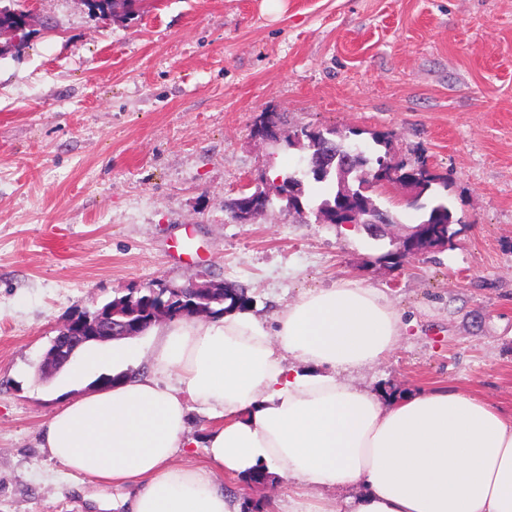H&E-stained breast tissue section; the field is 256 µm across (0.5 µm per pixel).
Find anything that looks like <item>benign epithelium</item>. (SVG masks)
<instances>
[{
  "label": "benign epithelium",
  "mask_w": 512,
  "mask_h": 512,
  "mask_svg": "<svg viewBox=\"0 0 512 512\" xmlns=\"http://www.w3.org/2000/svg\"><path fill=\"white\" fill-rule=\"evenodd\" d=\"M254 136L273 141L278 136L277 126L272 124V119L266 114L260 115L254 127ZM362 155L361 148L353 147L337 165V171L341 179L354 170L358 159ZM398 159L383 162L380 169L374 172V181L386 185L388 177H396ZM363 227L373 239H380L389 233V228L394 225V214L389 209L366 203L357 212L347 213ZM448 246L447 237L440 231L433 230L426 224H419L413 230V234L399 240L397 247L391 252L389 263L398 264L404 255L421 256L440 250ZM142 333L141 327L132 322L115 319L112 309L105 311H90L79 309L68 318L63 330L53 340V345L45 355L42 367L51 372L71 362L74 352L87 342H109L118 338L136 337Z\"/></svg>",
  "instance_id": "7a95c632"
}]
</instances>
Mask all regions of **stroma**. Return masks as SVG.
Returning a JSON list of instances; mask_svg holds the SVG:
<instances>
[{"instance_id": "1", "label": "stroma", "mask_w": 512, "mask_h": 512, "mask_svg": "<svg viewBox=\"0 0 512 512\" xmlns=\"http://www.w3.org/2000/svg\"><path fill=\"white\" fill-rule=\"evenodd\" d=\"M25 47L0 55V512H123L127 489L69 472L43 424L98 375L41 374L77 309L156 283L233 281L266 325L301 294L357 279L407 322L361 387L446 386L512 411V0H25ZM269 113L276 142L254 138ZM392 137L448 182L445 249L381 262L390 239L243 190L302 169L288 137ZM192 227L201 258L172 257Z\"/></svg>"}]
</instances>
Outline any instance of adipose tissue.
I'll list each match as a JSON object with an SVG mask.
<instances>
[{
	"mask_svg": "<svg viewBox=\"0 0 512 512\" xmlns=\"http://www.w3.org/2000/svg\"><path fill=\"white\" fill-rule=\"evenodd\" d=\"M407 325L347 279L300 296L274 328L248 309L165 328L153 371L67 401L42 446L69 471L131 486L127 512H241L221 478L287 479L301 512H337L325 493L353 485L348 512H512V413L462 390L373 393L337 377L380 362ZM215 420L206 463L179 464L189 410Z\"/></svg>",
	"mask_w": 512,
	"mask_h": 512,
	"instance_id": "obj_1",
	"label": "adipose tissue"
}]
</instances>
